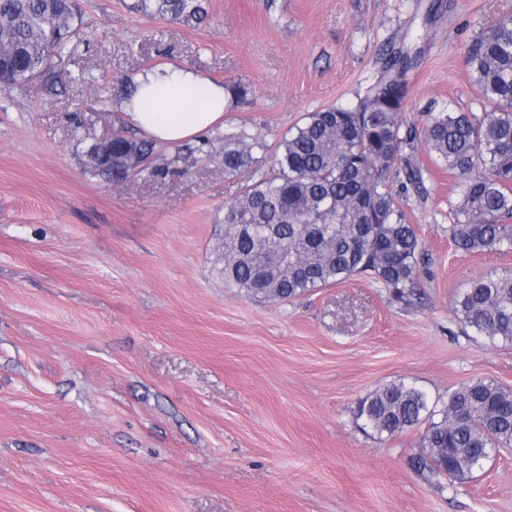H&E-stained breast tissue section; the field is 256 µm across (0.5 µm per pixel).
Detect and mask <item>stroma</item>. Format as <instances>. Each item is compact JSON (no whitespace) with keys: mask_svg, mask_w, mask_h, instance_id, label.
I'll use <instances>...</instances> for the list:
<instances>
[{"mask_svg":"<svg viewBox=\"0 0 512 512\" xmlns=\"http://www.w3.org/2000/svg\"><path fill=\"white\" fill-rule=\"evenodd\" d=\"M132 2L78 0L89 41L0 91V512H512V450L452 479L410 463L426 425L381 438L357 416L393 382L434 402L480 379L512 388V345L476 342L453 312L512 250H457L458 179L423 140L403 150L422 184L401 200L430 258L420 302L369 274L262 300L216 268L224 205L252 180L225 173V130L263 135L269 170L305 113L356 102L403 42L420 52L407 125L482 114L466 54L512 0H209L192 27ZM162 63L248 88L205 134L213 159L85 173L82 132L123 128L127 78Z\"/></svg>","mask_w":512,"mask_h":512,"instance_id":"1","label":"stroma"}]
</instances>
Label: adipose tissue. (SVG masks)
<instances>
[{"instance_id":"adipose-tissue-1","label":"adipose tissue","mask_w":512,"mask_h":512,"mask_svg":"<svg viewBox=\"0 0 512 512\" xmlns=\"http://www.w3.org/2000/svg\"><path fill=\"white\" fill-rule=\"evenodd\" d=\"M124 118L150 140L180 144L222 123L230 107L223 84L199 72L159 65L137 73Z\"/></svg>"}]
</instances>
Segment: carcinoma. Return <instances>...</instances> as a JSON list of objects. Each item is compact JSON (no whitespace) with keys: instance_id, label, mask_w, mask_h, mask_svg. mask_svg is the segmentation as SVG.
Masks as SVG:
<instances>
[{"instance_id":"cac0c4a2","label":"carcinoma","mask_w":512,"mask_h":512,"mask_svg":"<svg viewBox=\"0 0 512 512\" xmlns=\"http://www.w3.org/2000/svg\"><path fill=\"white\" fill-rule=\"evenodd\" d=\"M206 0H134L132 9L185 26L200 23ZM76 0H0V89L24 88L45 76L54 57L81 40ZM410 50L382 54L379 76L356 104L309 112L281 140L272 168L224 206V285L265 300L285 301L316 288L371 273L392 299H421L420 269L429 263L413 225L405 223L400 191L421 184L420 171L399 168L413 130H404L405 76L416 62ZM470 81L490 109L477 117L444 108L428 114V150L458 179L456 223L450 231L468 253L512 249V13L496 18L472 41ZM260 137L224 134V171L259 162ZM155 145L125 135L95 139L86 151L94 176L122 181L159 176ZM405 175L396 190L389 175ZM454 315L488 345L512 344V272L466 282ZM358 417L379 436L423 421L426 454L414 467L458 479L483 467L487 448L512 447V390L493 381L463 384L441 408L421 388L405 383L377 388Z\"/></svg>"}]
</instances>
